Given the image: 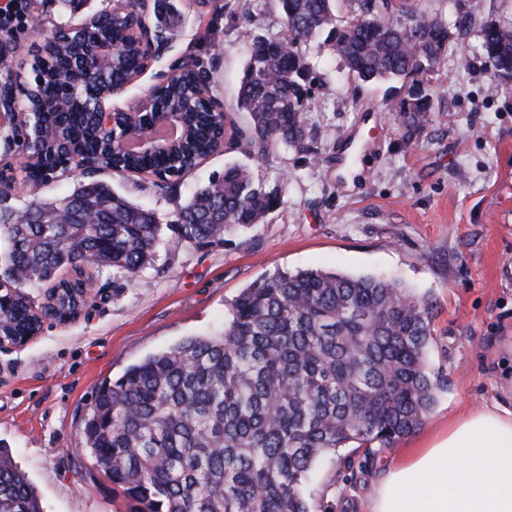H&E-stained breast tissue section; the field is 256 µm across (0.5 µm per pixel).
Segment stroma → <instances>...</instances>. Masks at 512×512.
Returning a JSON list of instances; mask_svg holds the SVG:
<instances>
[{"label":"stroma","instance_id":"1","mask_svg":"<svg viewBox=\"0 0 512 512\" xmlns=\"http://www.w3.org/2000/svg\"><path fill=\"white\" fill-rule=\"evenodd\" d=\"M173 2L179 22L167 49L113 106L131 108L160 73L187 57L207 71L225 111L247 125L237 90L254 37L283 33L277 0H220L218 13L198 10L195 0ZM422 5L448 20L460 12L479 23L512 20V0ZM111 8L112 0H83L75 9L41 0L42 28L20 13L0 38L34 46L60 24ZM479 45L474 33L449 41L430 82L439 113L413 139H404L401 117L389 110L386 86L359 83L318 38L303 47L317 76L309 155L259 157L244 147L208 158L168 190L149 178L102 173L122 195L168 220L230 159L268 186H283L285 203L223 244H170L155 268L121 290H113L111 274L94 278L78 321L46 323L23 349L0 352V450L34 485L42 512H133L81 443L97 387L186 337L223 328L239 291L278 269L391 274L430 297L429 360L448 375L416 433L371 456L346 448L314 465L303 494L318 512H366L386 466L456 417L512 396V82L491 77ZM462 57L469 61L463 68Z\"/></svg>","mask_w":512,"mask_h":512}]
</instances>
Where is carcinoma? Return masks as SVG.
I'll return each instance as SVG.
<instances>
[{
  "label": "carcinoma",
  "mask_w": 512,
  "mask_h": 512,
  "mask_svg": "<svg viewBox=\"0 0 512 512\" xmlns=\"http://www.w3.org/2000/svg\"><path fill=\"white\" fill-rule=\"evenodd\" d=\"M339 2L279 0L287 36L252 42L237 94L250 125L224 116L225 151L244 144L259 156L309 151L314 77L302 45L324 34L355 79L407 87L389 103L403 117L404 136L434 121L427 85L448 53V21L418 0H357L360 13L351 15L339 13ZM137 22L133 0L122 14L89 20L78 36L83 45L110 41L121 54L105 76H81L79 91L135 70L139 48L128 30ZM480 38L493 77L512 72V24L484 22ZM71 56V43L52 41L39 66L32 124L45 130L40 159L51 172L43 183L66 175L76 152L103 171L163 168L169 188L221 148L209 112L186 107L207 83L196 66L157 89L164 108L182 110L186 136L175 150L152 158L103 154L92 113L48 106ZM284 203L283 189L229 162L170 222L95 181L60 200H32L24 209L32 224L8 223L13 210L0 207V230L13 244L12 287L23 292L65 286L62 273L87 256L94 272L116 270L131 281L156 265L165 231L185 246L222 244L225 234L264 223ZM432 318L430 298L389 277L278 271L239 292L222 331L188 337L103 383L83 417L84 448L137 512H311L301 487L318 460L353 444L369 453L388 448L434 409L447 378L429 363ZM0 512H41L29 481L1 451Z\"/></svg>",
  "instance_id": "obj_1"
}]
</instances>
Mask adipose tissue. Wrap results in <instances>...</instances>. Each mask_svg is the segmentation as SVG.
<instances>
[{"label": "adipose tissue", "instance_id": "ef3b65f1", "mask_svg": "<svg viewBox=\"0 0 512 512\" xmlns=\"http://www.w3.org/2000/svg\"><path fill=\"white\" fill-rule=\"evenodd\" d=\"M369 512H512V399L453 420L391 465Z\"/></svg>", "mask_w": 512, "mask_h": 512}]
</instances>
